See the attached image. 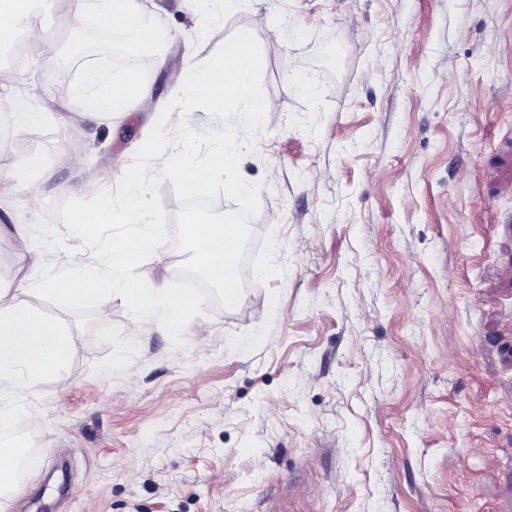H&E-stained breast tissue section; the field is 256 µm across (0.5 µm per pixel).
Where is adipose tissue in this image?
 I'll return each mask as SVG.
<instances>
[{
    "label": "adipose tissue",
    "instance_id": "1",
    "mask_svg": "<svg viewBox=\"0 0 512 512\" xmlns=\"http://www.w3.org/2000/svg\"><path fill=\"white\" fill-rule=\"evenodd\" d=\"M75 18L92 14L104 27L121 29L129 36L127 47L136 51L153 45L155 31L141 20L140 0H61ZM109 86V95L97 98L98 115L115 112L119 102L113 95L114 88L128 87L124 102L133 104L147 97L150 88L143 82H127L123 72L90 67L85 72L83 88ZM42 294H64L77 301H94L107 307L111 301L110 289L100 287L91 275L77 270L70 274L41 280L38 288ZM70 347L66 331L59 320L35 312L9 297L7 289H0V398L8 397L6 381L18 376L20 370L41 372L59 368L67 359Z\"/></svg>",
    "mask_w": 512,
    "mask_h": 512
}]
</instances>
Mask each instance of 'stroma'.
<instances>
[{
    "mask_svg": "<svg viewBox=\"0 0 512 512\" xmlns=\"http://www.w3.org/2000/svg\"><path fill=\"white\" fill-rule=\"evenodd\" d=\"M143 6L151 93L109 117L78 93L113 63L104 27L50 7L0 53V110L47 114L0 151V289L95 264L58 205L114 189L246 31L266 115L238 164L259 187L241 300L177 348L120 296H24L71 349L4 401L10 447L38 445L0 512H512V0ZM186 258L166 243L138 272L168 284Z\"/></svg>",
    "mask_w": 512,
    "mask_h": 512,
    "instance_id": "obj_1",
    "label": "stroma"
}]
</instances>
